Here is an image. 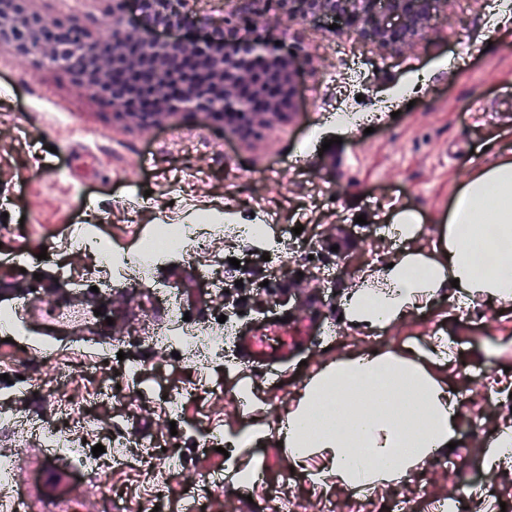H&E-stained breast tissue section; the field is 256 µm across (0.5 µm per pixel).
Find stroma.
Returning <instances> with one entry per match:
<instances>
[{
  "label": "stroma",
  "instance_id": "1",
  "mask_svg": "<svg viewBox=\"0 0 512 512\" xmlns=\"http://www.w3.org/2000/svg\"><path fill=\"white\" fill-rule=\"evenodd\" d=\"M495 2L446 0L410 48L378 47L326 18L280 17L263 33L303 50L294 110L248 139L202 116L140 130L70 73L0 44V213L8 215L0 224V289L40 298L44 311L102 310L113 344L104 359L66 344L49 362L22 342L0 341V409L16 418L0 429V458H37L39 427L80 401L99 428L69 424L79 457L98 444L111 448L117 427L128 452L149 440L178 459L179 475L159 495L166 512L191 504L189 487L203 496L205 512H269L275 486L290 512H319L326 496L336 512H377L394 496L405 512H433L464 488L468 512H512V456L487 465L497 435L512 427V306H461L439 296L370 333L341 319L352 284L400 248L391 230L398 211L420 215L417 247L441 255L457 188L494 159L486 141L496 138L499 153H512V24L491 29ZM31 7L51 20L79 19L94 33L108 24L106 0ZM351 67L362 78L347 85ZM342 97L361 122L337 123ZM245 223L264 225L267 243L244 237ZM160 224H191L195 234L184 251L138 264L141 243ZM82 235L104 244L114 263L78 250ZM43 251L48 264L20 265V254ZM168 291L190 327L220 334L221 315L236 313L246 328L283 312L290 326L308 327V339L273 377L227 349L203 355L156 343ZM440 339L452 361L425 365L462 394L457 448L368 494L316 484L308 473L289 481L280 429L312 375L345 357L428 350ZM177 391L185 397L173 417L164 398ZM254 428L261 437L225 452L209 444L210 433ZM245 470L259 479L240 481ZM141 480L121 466L96 475L80 468L66 492L84 512H140Z\"/></svg>",
  "mask_w": 512,
  "mask_h": 512
}]
</instances>
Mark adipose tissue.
Masks as SVG:
<instances>
[{
  "label": "adipose tissue",
  "instance_id": "obj_1",
  "mask_svg": "<svg viewBox=\"0 0 512 512\" xmlns=\"http://www.w3.org/2000/svg\"><path fill=\"white\" fill-rule=\"evenodd\" d=\"M489 223L485 247L495 261L481 264L473 225ZM403 246L391 266L365 272L350 293L344 318L363 330L383 329L423 309L446 287L454 296L512 304V159L479 166L448 209L444 253L434 258L415 247L420 219L404 210L394 218ZM460 398L417 355L346 357L303 387L283 429L294 467L312 454L321 463L313 478L348 488H375L415 473L432 455L457 441L454 408Z\"/></svg>",
  "mask_w": 512,
  "mask_h": 512
}]
</instances>
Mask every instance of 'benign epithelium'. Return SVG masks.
Listing matches in <instances>:
<instances>
[{
  "instance_id": "1",
  "label": "benign epithelium",
  "mask_w": 512,
  "mask_h": 512,
  "mask_svg": "<svg viewBox=\"0 0 512 512\" xmlns=\"http://www.w3.org/2000/svg\"><path fill=\"white\" fill-rule=\"evenodd\" d=\"M31 0H0V43L37 52L67 70L97 99L149 130L181 115H205L236 131L286 116L293 108L296 59L254 32L267 14L336 16L357 37L382 48L410 47L446 0H225L219 16L201 0H144L135 24L125 0H110L112 31L94 36L80 22L51 23ZM160 28L211 32L203 40L163 41Z\"/></svg>"
}]
</instances>
